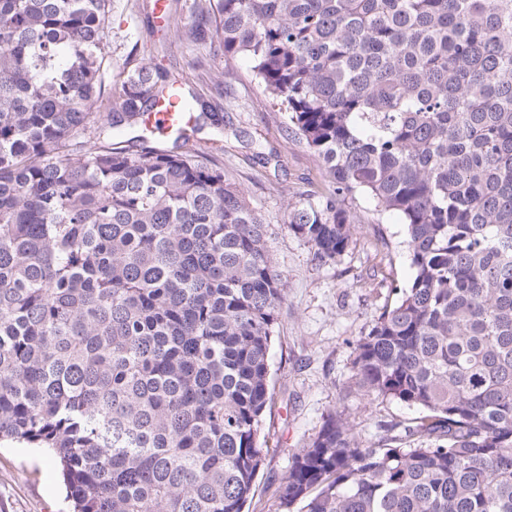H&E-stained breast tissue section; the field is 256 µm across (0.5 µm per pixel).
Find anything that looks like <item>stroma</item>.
I'll list each match as a JSON object with an SVG mask.
<instances>
[{
    "instance_id": "obj_1",
    "label": "stroma",
    "mask_w": 512,
    "mask_h": 512,
    "mask_svg": "<svg viewBox=\"0 0 512 512\" xmlns=\"http://www.w3.org/2000/svg\"><path fill=\"white\" fill-rule=\"evenodd\" d=\"M198 0H174L182 36L162 40L152 0H111L106 50L110 75L146 63L160 66L223 115L222 129L205 126L193 147L242 184L252 207L269 225V244L287 278L271 347L275 398L264 431L269 453L256 480V512H281L276 488L293 455L319 431L333 409L366 446L381 445L383 425L405 426L415 409L364 396L352 377L353 345L366 335L395 287L412 270L398 214L378 213L363 195L346 198L352 242L335 262L321 264L310 244L289 232L287 206L328 191L326 171L299 142L285 118L252 80L248 63L225 58L206 33ZM204 29L193 38L192 28ZM56 469L34 448L0 446V512H65Z\"/></svg>"
}]
</instances>
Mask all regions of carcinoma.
I'll return each mask as SVG.
<instances>
[{"label": "carcinoma", "instance_id": "obj_1", "mask_svg": "<svg viewBox=\"0 0 512 512\" xmlns=\"http://www.w3.org/2000/svg\"><path fill=\"white\" fill-rule=\"evenodd\" d=\"M109 0H0V444L47 452L70 512H248L285 276L246 190L189 147L221 119L109 68ZM224 56L322 161L288 204L316 261L342 201L402 217L412 277L354 347L418 410L362 445L330 411L281 476L299 512H512V0H208ZM177 95L175 152L139 134Z\"/></svg>", "mask_w": 512, "mask_h": 512}]
</instances>
